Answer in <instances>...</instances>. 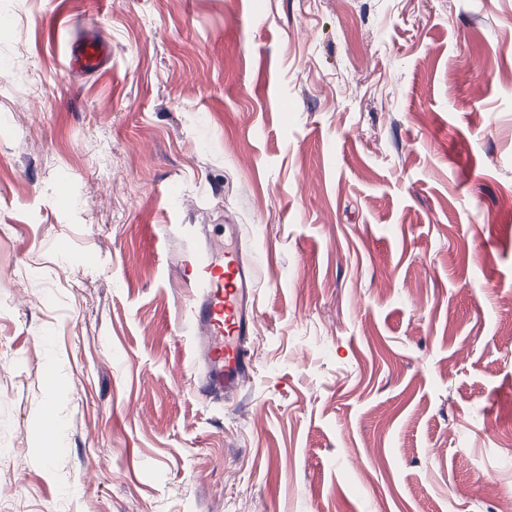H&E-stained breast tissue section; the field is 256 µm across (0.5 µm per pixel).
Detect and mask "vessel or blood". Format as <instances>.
<instances>
[{"mask_svg": "<svg viewBox=\"0 0 512 512\" xmlns=\"http://www.w3.org/2000/svg\"><path fill=\"white\" fill-rule=\"evenodd\" d=\"M109 56L107 39L97 34L74 47L70 68L94 73ZM224 231L228 242L223 258H215L208 250L190 257L188 282L199 292L174 323L178 329L191 325L197 333L193 360L202 369L193 386L205 399L238 395L252 369L248 341L255 329L260 266L252 248L242 242L239 225H225Z\"/></svg>", "mask_w": 512, "mask_h": 512, "instance_id": "obj_1", "label": "vessel or blood"}]
</instances>
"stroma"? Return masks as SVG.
<instances>
[{
	"mask_svg": "<svg viewBox=\"0 0 512 512\" xmlns=\"http://www.w3.org/2000/svg\"><path fill=\"white\" fill-rule=\"evenodd\" d=\"M228 219L213 402L172 323ZM511 323L512 0H0V512H500ZM109 56L108 40L101 34L90 36L72 50L70 69L76 73H94L106 65ZM224 231L230 243L224 244L221 262L210 250L190 257L185 282L201 289L174 323L181 329L187 322L199 335L191 367L198 372L194 390L204 399L238 395L252 370L247 344L255 329L260 266L240 239L239 224H225Z\"/></svg>",
	"mask_w": 512,
	"mask_h": 512,
	"instance_id": "obj_1",
	"label": "stroma"
}]
</instances>
